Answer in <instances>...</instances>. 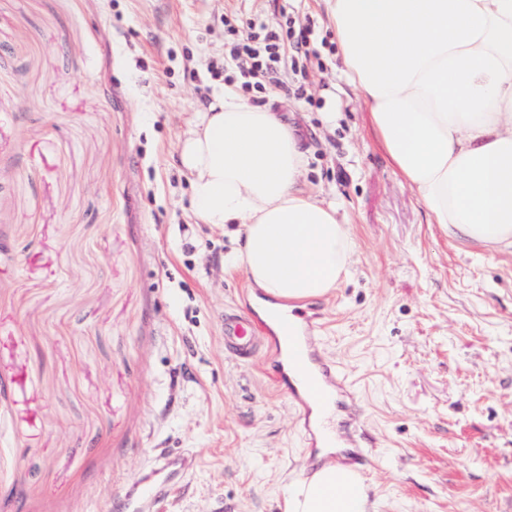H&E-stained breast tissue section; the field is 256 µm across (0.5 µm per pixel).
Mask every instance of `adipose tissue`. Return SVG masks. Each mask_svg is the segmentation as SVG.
<instances>
[{
  "mask_svg": "<svg viewBox=\"0 0 512 512\" xmlns=\"http://www.w3.org/2000/svg\"><path fill=\"white\" fill-rule=\"evenodd\" d=\"M337 57L430 223L512 250V0H325ZM195 223L238 243L227 267L269 296L330 294L354 252L335 205L302 183L306 153L279 113L225 86L178 145ZM286 512H368L358 472L327 464L296 482Z\"/></svg>",
  "mask_w": 512,
  "mask_h": 512,
  "instance_id": "obj_1",
  "label": "adipose tissue"
}]
</instances>
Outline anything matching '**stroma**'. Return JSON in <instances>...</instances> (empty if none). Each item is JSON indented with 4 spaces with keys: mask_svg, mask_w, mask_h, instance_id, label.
Returning a JSON list of instances; mask_svg holds the SVG:
<instances>
[{
    "mask_svg": "<svg viewBox=\"0 0 512 512\" xmlns=\"http://www.w3.org/2000/svg\"><path fill=\"white\" fill-rule=\"evenodd\" d=\"M287 14L326 67L310 103L264 97L355 241L304 311L361 391L371 512H512V251L429 223L337 68L323 0H0V492L18 512H109L162 451L190 468L153 512H283L306 475L303 406L224 352L225 308L257 288L192 223L176 162L224 88L225 19Z\"/></svg>",
    "mask_w": 512,
    "mask_h": 512,
    "instance_id": "1",
    "label": "stroma"
}]
</instances>
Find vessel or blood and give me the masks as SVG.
Segmentation results:
<instances>
[{
    "label": "vessel or blood",
    "mask_w": 512,
    "mask_h": 512,
    "mask_svg": "<svg viewBox=\"0 0 512 512\" xmlns=\"http://www.w3.org/2000/svg\"><path fill=\"white\" fill-rule=\"evenodd\" d=\"M284 345L285 359L276 365V378L294 399L307 407V429L312 436L307 469L318 464L317 450L336 443L327 423L337 396L357 404L358 392L343 370L334 362L316 356L311 337L302 332L300 321L286 314L265 319L255 309L224 311V351L235 360L263 355L269 342ZM187 460L180 455L163 454L153 459L132 488L121 495L115 512H151L156 499L166 495L171 483L184 475Z\"/></svg>",
    "instance_id": "1"
}]
</instances>
